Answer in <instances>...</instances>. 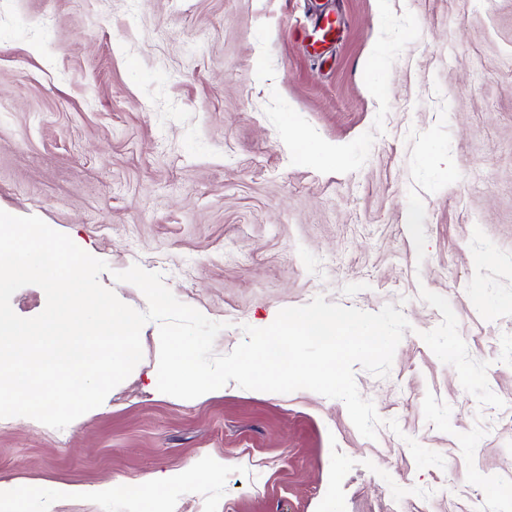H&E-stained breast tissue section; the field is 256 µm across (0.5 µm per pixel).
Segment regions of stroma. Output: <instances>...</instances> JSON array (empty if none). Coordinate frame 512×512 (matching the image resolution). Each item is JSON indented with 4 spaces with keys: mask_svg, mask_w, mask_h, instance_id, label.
<instances>
[{
    "mask_svg": "<svg viewBox=\"0 0 512 512\" xmlns=\"http://www.w3.org/2000/svg\"><path fill=\"white\" fill-rule=\"evenodd\" d=\"M322 145L335 163L302 160ZM0 210L104 260L137 310L114 272L161 273L223 323L219 355L319 295L410 324L387 377L354 369L370 440L310 390L161 393L148 322L101 406L0 418V489L42 485L34 512H143L97 486L206 460L157 512H512L491 490L512 487V0H0ZM336 15L333 13L321 14L314 26L311 47L316 50L317 45H323L333 40L336 35Z\"/></svg>",
    "mask_w": 512,
    "mask_h": 512,
    "instance_id": "stroma-1",
    "label": "stroma"
}]
</instances>
